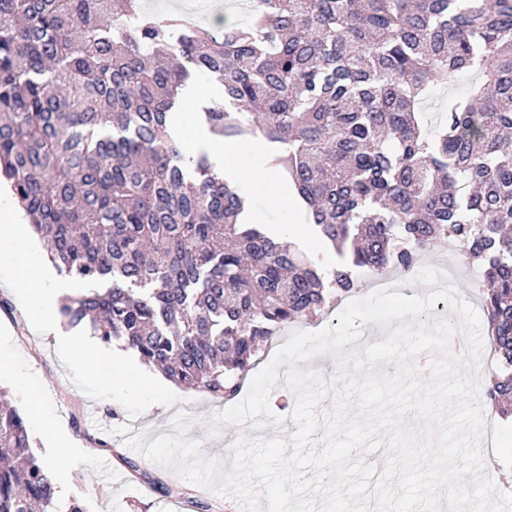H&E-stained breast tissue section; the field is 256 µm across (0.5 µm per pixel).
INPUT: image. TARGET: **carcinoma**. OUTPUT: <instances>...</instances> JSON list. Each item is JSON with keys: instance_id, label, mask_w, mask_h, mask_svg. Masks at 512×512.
<instances>
[{"instance_id": "1", "label": "carcinoma", "mask_w": 512, "mask_h": 512, "mask_svg": "<svg viewBox=\"0 0 512 512\" xmlns=\"http://www.w3.org/2000/svg\"><path fill=\"white\" fill-rule=\"evenodd\" d=\"M471 71L425 125L433 90ZM193 72L224 88L209 133L272 144L332 271L245 219L243 187L169 133ZM0 175L58 271L102 281L61 300L63 323L222 400L353 271L459 242L485 267L488 397L512 417V0H254L220 32L141 0H0ZM53 469L1 391L0 512H58Z\"/></svg>"}]
</instances>
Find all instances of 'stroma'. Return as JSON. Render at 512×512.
Returning <instances> with one entry per match:
<instances>
[{"instance_id":"35a3bbf8","label":"stroma","mask_w":512,"mask_h":512,"mask_svg":"<svg viewBox=\"0 0 512 512\" xmlns=\"http://www.w3.org/2000/svg\"><path fill=\"white\" fill-rule=\"evenodd\" d=\"M444 260L454 266L457 293L480 306L482 266L460 261L443 241L430 250L426 261L433 266ZM56 345V337L37 334L31 328L16 295L0 284V355L8 356L16 372L32 377L40 386L42 422L30 427L29 433L34 452L54 462L55 481L66 489L57 499L60 512H66L75 498L83 501L87 512H198L190 504L194 498L208 503L210 512H241L234 499L184 481L173 471L132 454L126 444L134 430L149 442L173 434L174 418L184 413L192 421L188 436L200 441L202 455L227 462L249 430L224 424L217 437L208 436L209 425L226 408L223 400L179 387L175 390L178 403L132 417L120 403L92 399L74 386L57 356ZM482 407L502 448L496 460L485 461L484 474L499 491L512 492V421L500 417L490 401H483ZM59 438L70 446L61 457L54 450ZM128 457L138 463V471L125 466ZM163 485L171 488V495L160 493Z\"/></svg>"}]
</instances>
